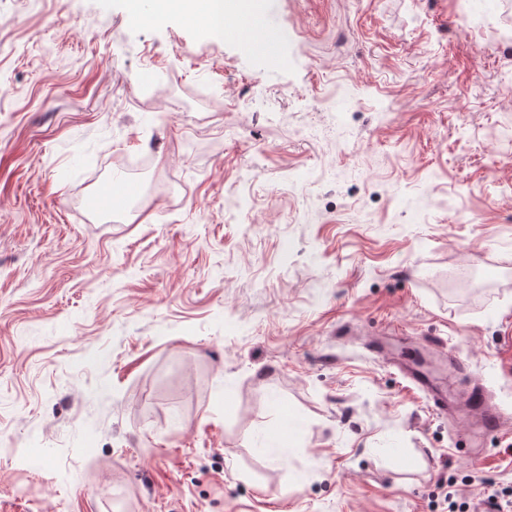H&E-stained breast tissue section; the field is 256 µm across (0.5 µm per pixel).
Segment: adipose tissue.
I'll return each mask as SVG.
<instances>
[{"label": "adipose tissue", "mask_w": 512, "mask_h": 512, "mask_svg": "<svg viewBox=\"0 0 512 512\" xmlns=\"http://www.w3.org/2000/svg\"><path fill=\"white\" fill-rule=\"evenodd\" d=\"M178 13L187 21L205 24L213 32L224 30L225 16L259 21L261 14L254 0H154V18Z\"/></svg>", "instance_id": "obj_1"}]
</instances>
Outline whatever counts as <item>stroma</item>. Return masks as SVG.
<instances>
[{"label":"stroma","instance_id":"stroma-1","mask_svg":"<svg viewBox=\"0 0 512 512\" xmlns=\"http://www.w3.org/2000/svg\"><path fill=\"white\" fill-rule=\"evenodd\" d=\"M258 5L276 51L0 0V512L512 491V424L459 455L394 367L453 350L512 421V0Z\"/></svg>","mask_w":512,"mask_h":512}]
</instances>
